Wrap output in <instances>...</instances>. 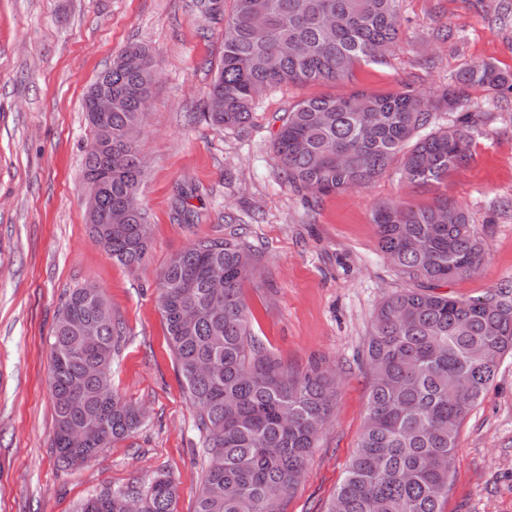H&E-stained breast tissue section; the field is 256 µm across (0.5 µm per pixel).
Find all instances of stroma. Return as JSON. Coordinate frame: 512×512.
<instances>
[{"mask_svg": "<svg viewBox=\"0 0 512 512\" xmlns=\"http://www.w3.org/2000/svg\"><path fill=\"white\" fill-rule=\"evenodd\" d=\"M499 0H401L397 44L382 63L333 87L288 84L264 93L247 132L193 118L224 53V17L195 0H0V512H75L95 490L166 471L177 512H194L201 445L154 291L160 268L206 237L241 236L259 258L244 282L252 332L284 366L336 374L333 408L284 512H326L362 431L363 359L373 313L406 282L380 256L374 208L384 201L464 209L488 244L474 274L449 283L461 299L512 295V96L473 134V161L442 184L387 173L314 204L285 187L272 144L288 108L310 97L405 86L436 91L465 63L512 69V16ZM458 37H449V30ZM160 66L139 143L140 201L151 226L145 261L112 260L86 222L82 162L90 85L127 45ZM194 213L179 217L180 206ZM93 284L122 323L112 387L145 411L143 426L84 465L53 448L49 338L65 296ZM443 512H512V352L464 421Z\"/></svg>", "mask_w": 512, "mask_h": 512, "instance_id": "stroma-1", "label": "stroma"}]
</instances>
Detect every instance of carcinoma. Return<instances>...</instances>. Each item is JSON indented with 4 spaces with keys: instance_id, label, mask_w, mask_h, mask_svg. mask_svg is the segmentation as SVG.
<instances>
[{
    "instance_id": "obj_1",
    "label": "carcinoma",
    "mask_w": 512,
    "mask_h": 512,
    "mask_svg": "<svg viewBox=\"0 0 512 512\" xmlns=\"http://www.w3.org/2000/svg\"><path fill=\"white\" fill-rule=\"evenodd\" d=\"M400 0H233L224 55L199 119L246 131L256 100L282 84L336 85L393 51ZM158 66L133 43L95 80L112 92L108 126L92 120L82 177L112 163L96 192L92 232L113 259L134 268L147 255L150 224L139 195L145 168L139 135ZM512 93V70L466 63L452 83L424 95L356 89L288 110L273 143L283 180L314 201L365 188L397 168L410 184L439 183L472 160L471 132L491 113L469 98ZM378 248L412 284L375 311L364 355L371 375L357 449L326 512H441L460 428L512 351V297L465 300L438 289L476 272L487 251L468 214L442 197L425 206L382 202L372 214ZM255 253L237 237L206 238L171 257L156 281L157 304L202 437L204 468L195 512H283L330 409L322 371L284 367L251 329L243 282ZM190 310L195 318L179 319ZM95 334L89 342L86 331ZM121 328L102 292L74 289L49 338L53 448L65 467L93 459L143 424V411L112 391ZM177 488L157 472L104 487L76 512H175Z\"/></svg>"
}]
</instances>
